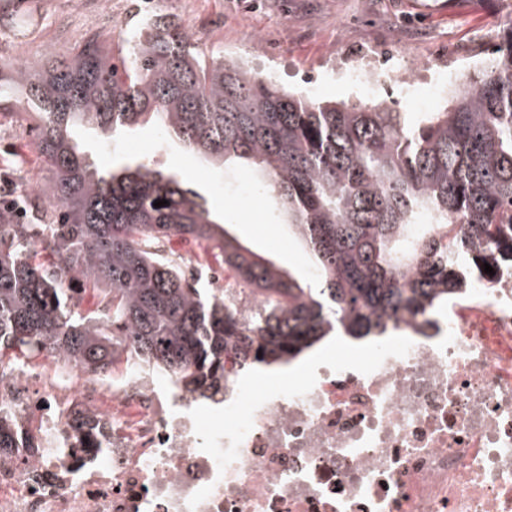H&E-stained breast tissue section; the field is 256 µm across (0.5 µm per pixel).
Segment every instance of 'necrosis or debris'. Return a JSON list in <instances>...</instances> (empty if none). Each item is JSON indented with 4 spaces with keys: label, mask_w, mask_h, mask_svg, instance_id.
Listing matches in <instances>:
<instances>
[{
    "label": "necrosis or debris",
    "mask_w": 512,
    "mask_h": 512,
    "mask_svg": "<svg viewBox=\"0 0 512 512\" xmlns=\"http://www.w3.org/2000/svg\"><path fill=\"white\" fill-rule=\"evenodd\" d=\"M337 74L436 98L457 80L415 56ZM71 370L54 358L0 376V417L38 418L47 441L0 454V512H512V274L311 379L230 384L205 417L147 366L75 385ZM78 410L102 413L110 447H77Z\"/></svg>",
    "instance_id": "4bbe7bcc"
}]
</instances>
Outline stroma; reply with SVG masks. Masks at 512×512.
<instances>
[{
  "label": "stroma",
  "instance_id": "35a3bbf8",
  "mask_svg": "<svg viewBox=\"0 0 512 512\" xmlns=\"http://www.w3.org/2000/svg\"><path fill=\"white\" fill-rule=\"evenodd\" d=\"M157 21L179 24L202 58L224 56L229 48L240 55L260 50L267 58L262 76L276 87L358 106L373 98L337 81L332 57L356 61L379 50L389 33L404 39L395 53L417 52L432 68L449 51L467 52L476 41L489 52L499 33L512 26V0H24L20 11L0 16V61L36 62L50 52H68L86 35L106 30L125 37L148 31ZM17 109L0 117V170L11 172L16 194L44 188L53 179L51 165L35 146L26 104ZM113 158L179 170L187 188L229 218L243 245L318 285L306 248L290 225L276 223L254 166H204L152 124L110 146L94 145L93 161Z\"/></svg>",
  "mask_w": 512,
  "mask_h": 512
}]
</instances>
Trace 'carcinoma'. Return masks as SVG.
Masks as SVG:
<instances>
[{"instance_id":"cac0c4a2","label":"carcinoma","mask_w":512,"mask_h":512,"mask_svg":"<svg viewBox=\"0 0 512 512\" xmlns=\"http://www.w3.org/2000/svg\"><path fill=\"white\" fill-rule=\"evenodd\" d=\"M125 43L115 51L95 33L66 55L0 70V115L24 92L54 173L43 205L0 207V352H46L92 374L127 353L207 398L224 388L228 357L241 371L288 365L335 331L361 339L427 320L473 276L489 277L486 263L512 272V27L451 106L415 115L317 102L235 60L206 63L172 23ZM149 119L209 162L255 165L321 287L244 246L178 173L100 168L79 141ZM174 238L231 268L259 305L245 315L188 281ZM35 245L54 262L31 263ZM73 279L99 286V313H83ZM69 428L81 448L108 444L99 414L79 411ZM39 447L0 418L1 453Z\"/></svg>"}]
</instances>
